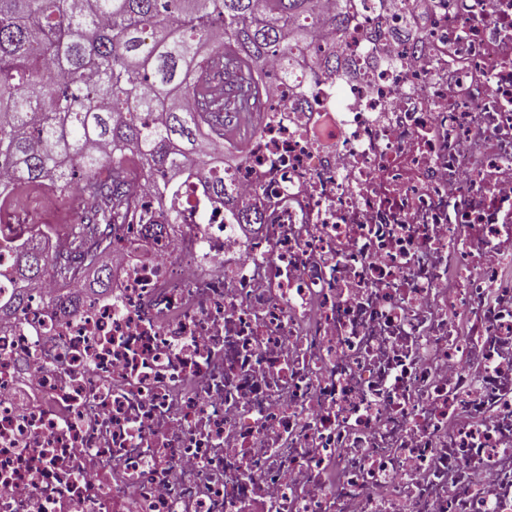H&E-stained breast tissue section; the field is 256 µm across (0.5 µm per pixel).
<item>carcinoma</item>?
Segmentation results:
<instances>
[{"mask_svg": "<svg viewBox=\"0 0 512 512\" xmlns=\"http://www.w3.org/2000/svg\"><path fill=\"white\" fill-rule=\"evenodd\" d=\"M357 1L366 2L336 0L324 19L316 0H0V212L26 185L83 203L80 222L52 252L38 224L0 239L13 253L0 269L12 283L0 296V321L20 318L48 278L63 289L44 301L64 312L80 302L71 284L91 271L92 289L107 291L112 229L134 207L129 179L143 176L162 208L148 232L176 223L166 204L214 166L215 155L198 150L202 127L224 134L226 112L250 122L253 70L274 55L290 83L324 22V66L336 68V35L351 25ZM175 95L187 99L165 109Z\"/></svg>", "mask_w": 512, "mask_h": 512, "instance_id": "cac0c4a2", "label": "carcinoma"}]
</instances>
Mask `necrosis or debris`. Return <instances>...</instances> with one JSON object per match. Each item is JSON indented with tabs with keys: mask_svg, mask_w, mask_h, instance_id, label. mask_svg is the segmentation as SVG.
I'll list each match as a JSON object with an SVG mask.
<instances>
[{
	"mask_svg": "<svg viewBox=\"0 0 512 512\" xmlns=\"http://www.w3.org/2000/svg\"><path fill=\"white\" fill-rule=\"evenodd\" d=\"M323 50L204 140L234 207L131 180L111 290L0 322V512H512V0Z\"/></svg>",
	"mask_w": 512,
	"mask_h": 512,
	"instance_id": "4bbe7bcc",
	"label": "necrosis or debris"
}]
</instances>
